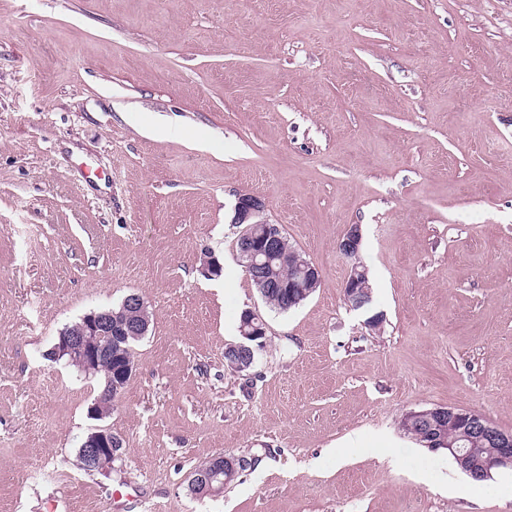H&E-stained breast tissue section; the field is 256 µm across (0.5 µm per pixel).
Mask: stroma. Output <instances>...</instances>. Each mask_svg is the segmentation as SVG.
I'll list each match as a JSON object with an SVG mask.
<instances>
[{
    "label": "stroma",
    "instance_id": "1",
    "mask_svg": "<svg viewBox=\"0 0 512 512\" xmlns=\"http://www.w3.org/2000/svg\"><path fill=\"white\" fill-rule=\"evenodd\" d=\"M245 192L321 272L293 311L237 258ZM132 293L106 476L101 379L46 353ZM435 406L512 432V0H0V512H512L511 470L404 433ZM219 454L253 465L191 495ZM360 231L353 226L339 243L340 253L350 262V273L344 287V298L353 309L366 308L371 302L368 271L359 258ZM368 278V284H367ZM243 313L244 312H242V314L240 315L239 325V332L240 336L243 339V342L239 343L238 345H232L230 347L236 349L242 347L248 348L250 350H258L262 346V341H258V339L264 338L266 336V324L262 317L254 311H245L244 316ZM246 343H252L254 344V347L251 348ZM123 441L109 427H99L88 434L79 451L83 468L103 473L112 468V462L122 455Z\"/></svg>",
    "mask_w": 512,
    "mask_h": 512
}]
</instances>
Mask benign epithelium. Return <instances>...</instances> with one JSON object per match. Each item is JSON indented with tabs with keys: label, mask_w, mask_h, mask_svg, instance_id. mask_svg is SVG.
<instances>
[{
	"label": "benign epithelium",
	"mask_w": 512,
	"mask_h": 512,
	"mask_svg": "<svg viewBox=\"0 0 512 512\" xmlns=\"http://www.w3.org/2000/svg\"><path fill=\"white\" fill-rule=\"evenodd\" d=\"M264 204L260 198L250 193H241L237 197L234 207L232 223L244 225L239 236L242 246L239 253L249 277L266 285L269 277L267 255L273 251L281 250V229L273 224H264V232L255 236L256 225L263 224L260 214ZM360 231L353 226L339 243L340 253L350 262V273L344 287V298L350 307L363 309L371 302V291L367 284L368 271L359 258ZM288 256L302 273L303 291L306 296L308 290L318 286L320 270L313 262L303 258L302 253L295 249L288 250ZM150 321L148 308L144 299L132 293L127 295L121 304L114 308L93 311L81 318L76 330L61 331L59 343L53 347L54 360L64 357L78 363V370L91 375L96 373L107 360L109 347L107 341L112 339L113 328L122 329L128 336H144L149 330ZM243 342L236 348H245L247 344H254V349L262 346L260 339L266 336V324L262 317L254 312L247 311L243 316L242 326L239 328ZM123 382L120 380H107L101 394L89 407V415L97 420L104 418L103 408L117 400L122 393ZM410 415L424 421L428 431L433 433L432 443L447 447L449 454L463 462L475 452L473 448H462L458 439H448L443 434L445 427H457L464 433H469L487 441L494 447L493 452L484 458L478 467L472 468L468 474L475 479H489L492 472L500 468L512 469V433H505L485 418L475 412L461 410L453 407H434L430 409L412 411ZM123 441L114 434L109 427H99L88 434L79 451L82 467L97 470L103 473L112 468V462L122 455ZM246 466L242 457L219 454L210 459V474L198 471L193 472L189 481V489L204 485L206 493L217 495L222 493L223 485L221 474L225 471H235Z\"/></svg>",
	"instance_id": "7a95c632"
}]
</instances>
